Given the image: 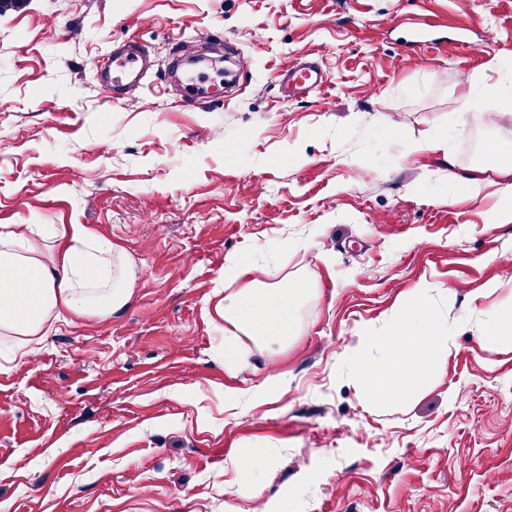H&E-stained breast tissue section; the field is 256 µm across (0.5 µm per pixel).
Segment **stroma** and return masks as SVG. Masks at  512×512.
Returning a JSON list of instances; mask_svg holds the SVG:
<instances>
[{
  "mask_svg": "<svg viewBox=\"0 0 512 512\" xmlns=\"http://www.w3.org/2000/svg\"><path fill=\"white\" fill-rule=\"evenodd\" d=\"M435 19L439 49L403 31ZM467 28L473 46L457 45ZM207 34L244 59L189 110L173 76ZM135 40L146 89L110 101L94 62ZM300 60L329 74L285 96ZM512 68V0H23L0 16V225H84L135 263L130 304L54 322L15 360L0 335V512H512V347L480 344L512 305V223L496 165L448 183L495 138L493 93L460 111V75ZM312 280L287 349L224 369V259ZM452 328L443 374L367 403L341 365L419 284ZM271 374L273 401H224ZM266 450L259 492L233 467ZM424 149L431 151H443L445 156H448V183L453 186H458L462 190L466 191L472 196H478L482 189L485 186L484 180L480 177V173L482 171L472 170L471 174L466 177H461L455 170V164L448 153L447 150L444 149L443 143L441 139H433L423 144Z\"/></svg>",
  "mask_w": 512,
  "mask_h": 512,
  "instance_id": "obj_1",
  "label": "stroma"
}]
</instances>
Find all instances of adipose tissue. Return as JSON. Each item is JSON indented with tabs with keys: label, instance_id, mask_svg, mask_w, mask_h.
<instances>
[{
	"label": "adipose tissue",
	"instance_id": "ef3b65f1",
	"mask_svg": "<svg viewBox=\"0 0 512 512\" xmlns=\"http://www.w3.org/2000/svg\"><path fill=\"white\" fill-rule=\"evenodd\" d=\"M35 230V225L19 224L0 231V334L13 341L22 358L63 313L105 320L121 311L133 296L136 278L126 255L84 225H71L48 246ZM254 264L245 252L224 261L226 291L214 310L228 328L224 367L229 372L240 364L238 337L268 354L280 353L312 292L308 282L288 286L249 278ZM426 293V287L414 289L412 299L395 310L387 334L364 336L362 351L344 357L365 401L409 397L442 372L453 338Z\"/></svg>",
	"mask_w": 512,
	"mask_h": 512
}]
</instances>
